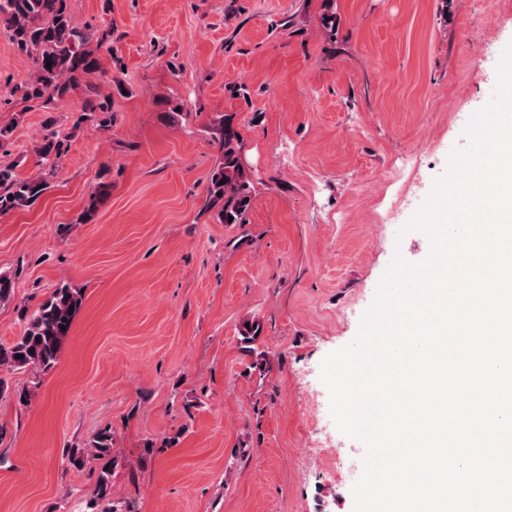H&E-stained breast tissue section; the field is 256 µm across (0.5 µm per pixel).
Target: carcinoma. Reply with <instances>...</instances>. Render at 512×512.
Returning <instances> with one entry per match:
<instances>
[{
    "label": "carcinoma",
    "instance_id": "obj_1",
    "mask_svg": "<svg viewBox=\"0 0 512 512\" xmlns=\"http://www.w3.org/2000/svg\"><path fill=\"white\" fill-rule=\"evenodd\" d=\"M0 23L7 30V47L15 54L27 58L33 72L15 87L22 99L38 102L49 109L74 94H82L81 111L107 113L111 102L102 97L97 88L88 83L90 75L101 69L99 56L90 49L100 48L112 30H98L87 24H74L68 0H0ZM51 66H46V63ZM211 138L219 146L220 158L209 182L208 197L211 207L218 208L224 224L248 223L252 207L254 185L242 158V143L231 119L224 118L211 128ZM67 149L57 133L43 136L37 149L39 162L54 168ZM43 178L22 179L15 169L0 167V214L27 207L46 190ZM111 185L100 183L90 195L81 220L85 223L95 216L98 205L110 194ZM233 220H228V217ZM83 302L82 292L62 285L56 288L27 318L23 332L9 346L0 345V370L26 371L34 381L54 367L63 341L69 336L76 313ZM259 321L249 322L241 330L240 345L247 356H260L257 345L261 338ZM101 460L107 467L116 461L112 448V433L97 432L86 448L71 455L76 468ZM87 512H134L132 503L113 497L108 471L101 470L95 493L86 503Z\"/></svg>",
    "mask_w": 512,
    "mask_h": 512
}]
</instances>
